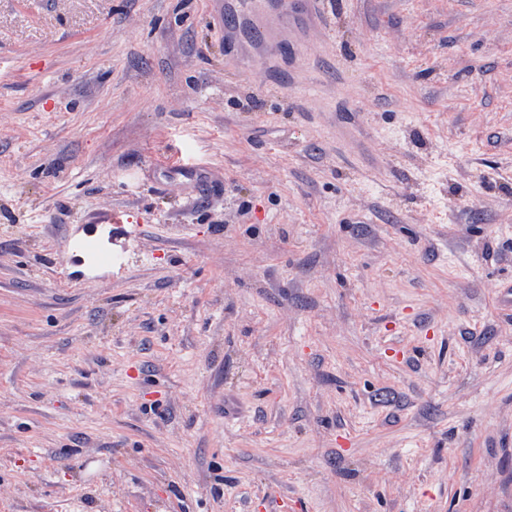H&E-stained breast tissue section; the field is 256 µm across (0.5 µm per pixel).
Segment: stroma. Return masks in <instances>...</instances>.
Returning <instances> with one entry per match:
<instances>
[{
	"instance_id": "stroma-1",
	"label": "stroma",
	"mask_w": 512,
	"mask_h": 512,
	"mask_svg": "<svg viewBox=\"0 0 512 512\" xmlns=\"http://www.w3.org/2000/svg\"><path fill=\"white\" fill-rule=\"evenodd\" d=\"M221 7L0 0V512H512V0ZM280 18L289 26L295 18H304L309 24L326 26L333 16V0H281ZM112 224L123 228L126 236L138 233L127 212H109L97 224H79L62 243L60 265L66 281L91 278L99 272L112 273V267L124 266V255L112 249ZM127 227V229H126Z\"/></svg>"
}]
</instances>
